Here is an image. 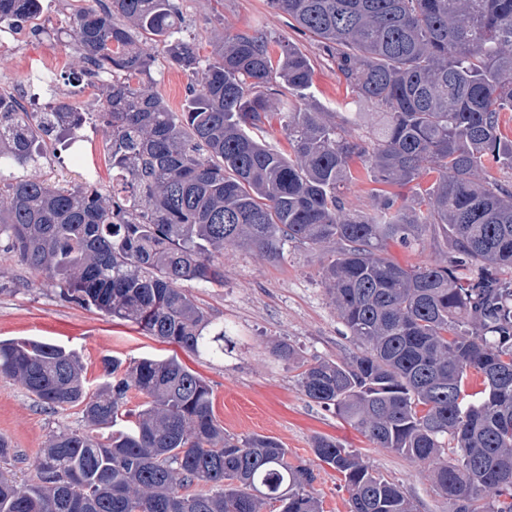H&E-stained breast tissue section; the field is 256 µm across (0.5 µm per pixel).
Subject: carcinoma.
I'll use <instances>...</instances> for the list:
<instances>
[{"mask_svg":"<svg viewBox=\"0 0 512 512\" xmlns=\"http://www.w3.org/2000/svg\"><path fill=\"white\" fill-rule=\"evenodd\" d=\"M269 4L336 61L347 111L297 106L311 59L261 31L202 65L175 37L176 0L80 10L83 74L113 77L96 113L111 130L112 192L0 178V239L63 300L212 358L224 355V326L180 282L224 284L216 253L226 246L273 261L290 241L330 250L324 279L358 351L304 361L303 394L427 468L448 512H512V190L485 177L490 164L512 169L501 129L512 112V0ZM37 8L0 0V23ZM143 38L167 42L190 77L181 111L143 85L154 61ZM366 104L379 112L360 143L350 130L367 122ZM70 113L83 122L65 103L32 121L1 92L0 168L33 159ZM277 114L286 156L257 137ZM358 162L382 188L371 212L348 215L340 188ZM430 175L411 200L386 190ZM426 235L450 250L446 264L383 257L389 243ZM103 368L112 381L91 394L74 352L0 339L1 376L50 409L80 408L90 428L52 436L28 484L0 470V512H322L314 469L275 438L224 432L212 388L176 358H105ZM131 390L146 402L127 407ZM109 426L106 438L91 433ZM313 451L350 512H416L355 450L317 436Z\"/></svg>","mask_w":512,"mask_h":512,"instance_id":"obj_1","label":"carcinoma"}]
</instances>
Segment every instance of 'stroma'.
<instances>
[{"mask_svg":"<svg viewBox=\"0 0 512 512\" xmlns=\"http://www.w3.org/2000/svg\"><path fill=\"white\" fill-rule=\"evenodd\" d=\"M177 2L183 18L180 36L193 44L200 60L214 57L220 37L260 30L273 40L296 45L310 57L315 73L307 104L317 110L344 105L345 84L335 64L314 38L290 27L287 15L274 10L268 0ZM41 3L36 16L14 28L0 27V36L10 41L9 47L0 49V90L23 83L29 66L48 59L58 62V94L41 92L33 109L45 111L46 101L54 99L69 103L75 111L85 113L86 119L69 146L52 142L38 161L0 169V176L77 186L84 184L83 170L92 160L102 192H109L111 133L95 118L101 95L85 94L81 83L66 80L67 75L84 68L74 50L71 25L75 11L84 7L86 0ZM151 53L153 90L173 110H181L188 75L170 65L165 43H152ZM385 255L404 266H424L446 261L449 253L426 237L409 247L390 244ZM222 260L223 284L186 282L182 288L214 321L227 327L230 341L223 358L194 356L143 334L134 325L63 301L51 280L22 265L1 244L0 338L31 337L74 351L93 390L106 380L103 358L115 356L128 362L177 356L212 387L214 414L226 432L277 438L290 458L305 460L315 470L318 478L313 493L324 512H349V505L336 472L313 453L312 441L318 435L357 450L370 469L401 487L418 512H448L446 500L435 490L423 466L390 449L375 447L300 390L302 361L314 357L339 361L356 350L327 293L323 277L327 252L289 242L280 259L272 261L256 248L241 244L224 249ZM282 341L298 351V360L288 362L274 356V346ZM85 427L79 408L46 409L20 384L0 376V435L12 445L10 467L18 482L31 479L34 462L54 433Z\"/></svg>","mask_w":512,"mask_h":512,"instance_id":"stroma-1","label":"stroma"}]
</instances>
